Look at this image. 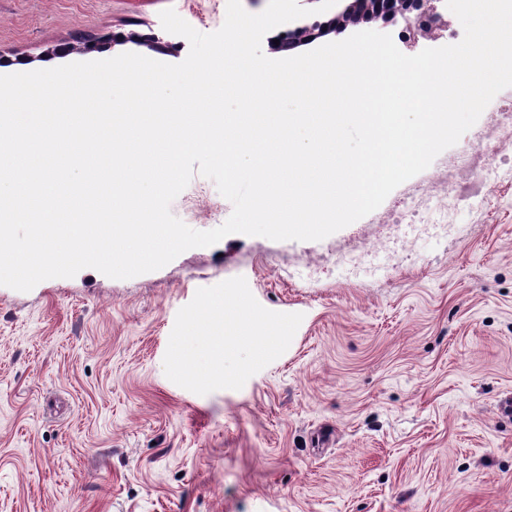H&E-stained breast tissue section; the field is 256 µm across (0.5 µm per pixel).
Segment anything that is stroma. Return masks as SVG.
I'll use <instances>...</instances> for the list:
<instances>
[{"label":"stroma","mask_w":512,"mask_h":512,"mask_svg":"<svg viewBox=\"0 0 512 512\" xmlns=\"http://www.w3.org/2000/svg\"><path fill=\"white\" fill-rule=\"evenodd\" d=\"M227 0H0V75L151 49L174 8L202 33ZM69 46L58 54V46ZM445 236L372 213L320 241L231 234L130 279L86 268L31 291L0 286V512H512V146ZM187 226L232 205L194 175ZM244 277L303 320L238 390L198 395L163 367L176 314Z\"/></svg>","instance_id":"obj_1"}]
</instances>
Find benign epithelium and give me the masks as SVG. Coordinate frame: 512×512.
I'll use <instances>...</instances> for the list:
<instances>
[{"instance_id": "7a95c632", "label": "benign epithelium", "mask_w": 512, "mask_h": 512, "mask_svg": "<svg viewBox=\"0 0 512 512\" xmlns=\"http://www.w3.org/2000/svg\"><path fill=\"white\" fill-rule=\"evenodd\" d=\"M443 0H338L340 10L331 17L310 15L277 27L275 49L290 51L314 38L344 29L361 21H388L401 17L409 28H445Z\"/></svg>"}]
</instances>
